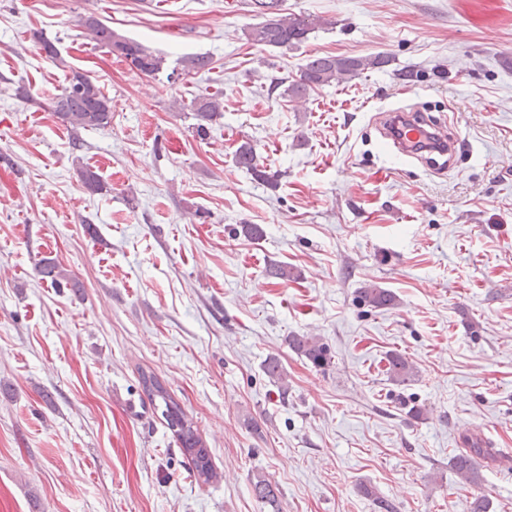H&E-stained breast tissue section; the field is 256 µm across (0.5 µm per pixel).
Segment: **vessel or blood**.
<instances>
[{"instance_id": "b4317fda", "label": "vessel or blood", "mask_w": 512, "mask_h": 512, "mask_svg": "<svg viewBox=\"0 0 512 512\" xmlns=\"http://www.w3.org/2000/svg\"><path fill=\"white\" fill-rule=\"evenodd\" d=\"M381 133L389 140L397 154L416 157V144L429 143L443 155L453 154L455 147L446 127L420 120L416 114L404 109L390 110L380 117Z\"/></svg>"}]
</instances>
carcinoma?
Masks as SVG:
<instances>
[{"label":"carcinoma","instance_id":"obj_1","mask_svg":"<svg viewBox=\"0 0 512 512\" xmlns=\"http://www.w3.org/2000/svg\"><path fill=\"white\" fill-rule=\"evenodd\" d=\"M256 6L269 18L259 26L251 29V40L268 46H294L304 41L317 22L305 14H282L280 0H256ZM81 25L85 27L92 39L109 49L117 48L120 56L128 65L145 76H155L163 69L164 58L149 50L142 44L116 34L112 28L90 14L82 17ZM386 63L383 56L343 57L320 56L308 61L300 71L299 78L288 86V93L301 97L308 90L328 85L334 81L341 82L352 78L365 70L380 68ZM212 60L208 56L193 55L182 59V73L197 74L210 69ZM196 120V134L204 138L208 130L224 115V97L219 93H204L195 97L186 105ZM50 110L54 112L65 126L77 129H101L112 124V100L106 96L87 76L74 71L69 76L62 90L50 98ZM236 164L264 182L271 176L260 169L253 145L244 141L235 152ZM41 279L54 286L61 285L64 273L59 265L50 260H41L37 265ZM360 303L372 308H384L394 302V295L385 288H362L359 290ZM289 347L298 355L305 357L315 367H323L330 362L328 349L311 336H291ZM388 372L395 382H404L413 372L408 360L399 355L388 356ZM144 391L148 394L154 408L161 409V416L167 426L174 432L180 447L193 464L198 478L208 482L217 478L213 470L209 453L201 438L189 422L181 407L169 395L167 389L153 375L141 376ZM464 448L452 457L451 465L457 476L466 483L480 480V462L493 463L497 459L492 448L483 447L482 440L476 435L462 437ZM254 493L260 501L275 507L278 502L276 488L262 479L254 483Z\"/></svg>","mask_w":512,"mask_h":512}]
</instances>
